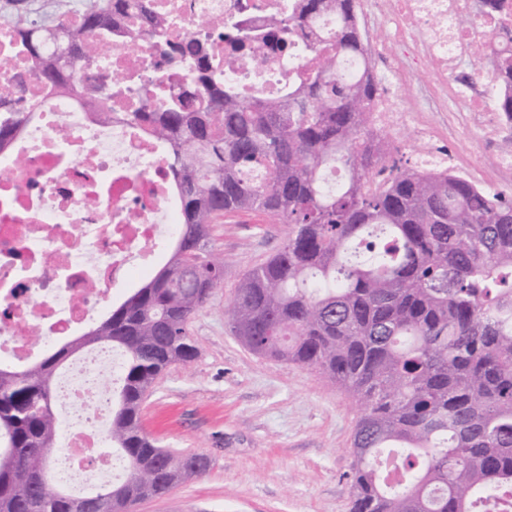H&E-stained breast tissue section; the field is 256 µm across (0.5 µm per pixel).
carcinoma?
I'll use <instances>...</instances> for the list:
<instances>
[{
	"instance_id": "carcinoma-1",
	"label": "carcinoma",
	"mask_w": 512,
	"mask_h": 512,
	"mask_svg": "<svg viewBox=\"0 0 512 512\" xmlns=\"http://www.w3.org/2000/svg\"><path fill=\"white\" fill-rule=\"evenodd\" d=\"M126 0H83L71 24L24 19L18 36L48 88L73 65L112 47ZM356 0H300L268 34L334 12L335 51L288 93L245 101L203 44L185 39L181 83L129 113L170 150L180 223L170 255L83 335L38 362L0 365V512H71L52 476L59 422L53 380L90 349L123 356L110 393L109 443L127 462L119 484L92 491L90 512H130L178 483L185 452L159 445L141 426L157 377L197 356L192 317L224 283L209 246L221 215L256 212L290 226L288 240L239 284L227 316L255 354L318 370L360 408L350 479L351 512H512V200L446 170L398 167L374 191L387 148L368 120L379 87L366 72L336 76L341 54L364 56ZM168 21L140 5L139 35ZM0 97V148L25 126L20 95ZM96 78L81 96L112 110ZM347 172L326 190L323 171Z\"/></svg>"
}]
</instances>
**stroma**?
Instances as JSON below:
<instances>
[{"label": "stroma", "mask_w": 512, "mask_h": 512, "mask_svg": "<svg viewBox=\"0 0 512 512\" xmlns=\"http://www.w3.org/2000/svg\"><path fill=\"white\" fill-rule=\"evenodd\" d=\"M426 118L459 145L463 167L484 168L488 149L456 105ZM287 238V225L261 214L213 225L224 285L190 324L198 355L172 366L141 409L161 445L206 455L210 466L133 512H350L357 407L318 371L252 353L224 318L242 275Z\"/></svg>", "instance_id": "stroma-1"}]
</instances>
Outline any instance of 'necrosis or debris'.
<instances>
[{"mask_svg":"<svg viewBox=\"0 0 512 512\" xmlns=\"http://www.w3.org/2000/svg\"><path fill=\"white\" fill-rule=\"evenodd\" d=\"M169 20L167 42L117 36L105 58L77 63L66 87L48 90L29 79L25 96L33 115L0 149V363L23 367L38 356L24 341L29 332L60 340L95 320L115 285L154 265L175 233L179 208L169 189V154L147 132L128 123L138 91L152 89L173 72L168 41L198 37L224 64V79L245 99L280 96L317 55L333 51L335 13L321 14L297 32L288 53L258 41L237 50L224 38L229 25L247 18L266 28L288 18L299 0H148ZM496 10L476 0H358L359 24L388 32L366 57L338 56L336 72L348 81L362 70L388 75L431 68L427 101L406 106L390 83L370 114L389 133L411 130L409 159L419 168H448L458 150L439 138L422 115L444 112L461 100L469 120L494 144L493 170L512 175V114L498 101L512 84L497 73L512 62V0ZM82 0H0V95L28 59L15 38L18 14L73 18ZM469 17L467 25L458 20ZM111 81L112 119L99 122L76 100L87 75ZM115 351L97 349L76 360L57 383L56 408L67 447L82 449L57 472L62 481L89 490L122 474L121 457L104 446L102 418L108 411L105 375L117 373Z\"/></svg>","mask_w":512,"mask_h":512,"instance_id":"1","label":"necrosis or debris"}]
</instances>
